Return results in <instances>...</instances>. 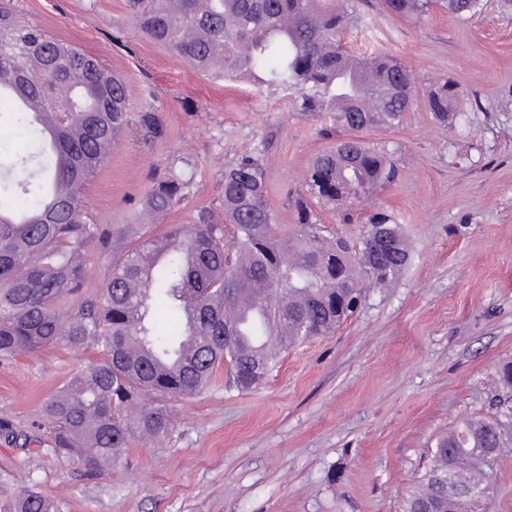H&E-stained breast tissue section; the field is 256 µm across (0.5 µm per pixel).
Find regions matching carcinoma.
I'll use <instances>...</instances> for the list:
<instances>
[{
  "mask_svg": "<svg viewBox=\"0 0 512 512\" xmlns=\"http://www.w3.org/2000/svg\"><path fill=\"white\" fill-rule=\"evenodd\" d=\"M421 18L434 0H127L136 28L150 40L215 75L247 76L294 95L298 112H328L350 131L398 124L412 103L413 78L397 58L339 51L358 25L359 6ZM448 14L473 17L481 0H444ZM462 100L446 80L426 103L447 122ZM21 147L0 144V357L34 354L62 339L102 359L76 372L44 406L51 452L64 454L96 477L120 458L134 434L160 439L173 422L167 400L201 392L226 362L238 389L260 383L287 348L334 332L356 309V286L398 271L408 251L391 216L389 243L367 231L359 257L341 238L319 244L313 206L358 198L391 184L396 151L356 138L336 140L315 157L306 190L292 201L291 261L277 217L267 203L265 168L253 156L224 170V223L199 211L192 224H172L165 236L147 224H94L83 189L105 163L112 144L133 129L152 143L164 135L152 106L130 113L125 86L95 56L26 22L0 0V103ZM192 162L180 157L152 177L141 208L161 217L185 202ZM112 255L102 293L85 292L86 248ZM268 300L244 332L240 285ZM170 315L158 328V311ZM160 402L148 405L146 397ZM498 427L465 421L435 438V465L403 501V512H466L478 455L495 453ZM23 437L7 414L0 439ZM12 512H55L34 489Z\"/></svg>",
  "mask_w": 512,
  "mask_h": 512,
  "instance_id": "carcinoma-1",
  "label": "carcinoma"
}]
</instances>
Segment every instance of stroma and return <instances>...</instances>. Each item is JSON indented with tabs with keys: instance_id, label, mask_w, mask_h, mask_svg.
Returning <instances> with one entry per match:
<instances>
[{
	"instance_id": "35a3bbf8",
	"label": "stroma",
	"mask_w": 512,
	"mask_h": 512,
	"mask_svg": "<svg viewBox=\"0 0 512 512\" xmlns=\"http://www.w3.org/2000/svg\"><path fill=\"white\" fill-rule=\"evenodd\" d=\"M13 3L120 77L132 110L151 105L162 118L163 138H124L87 181L89 218L139 223L153 174L185 153L189 199L152 234L192 223L202 208L223 222L225 167L258 154L281 235L293 233L289 194L332 143L326 115L296 112L288 92L196 71L135 29L126 0ZM483 4L467 20L439 5L419 20L368 9L344 41L353 55L400 59L415 96L398 125L356 134L396 150L398 180L359 203L318 204V232L323 243L357 245L369 216L387 211L406 265L390 281H363L356 312L334 334L280 351L253 391H238L219 366L202 392L170 401L168 437H135L94 479L46 454L44 405L97 353L60 342L0 360V414L31 438L26 449L0 440V512L31 488L58 512H401L434 464L435 437L466 419L501 430L477 512H512V387L499 377L512 362V10ZM446 80L467 104L448 126L424 102Z\"/></svg>"
}]
</instances>
